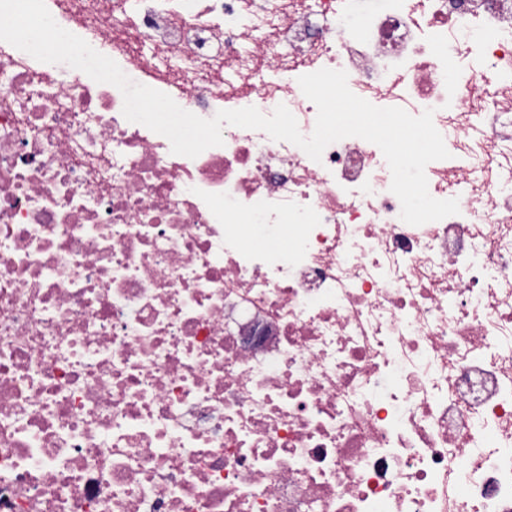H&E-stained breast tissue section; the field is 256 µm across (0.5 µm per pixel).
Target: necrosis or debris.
<instances>
[{
  "label": "necrosis or debris",
  "mask_w": 512,
  "mask_h": 512,
  "mask_svg": "<svg viewBox=\"0 0 512 512\" xmlns=\"http://www.w3.org/2000/svg\"><path fill=\"white\" fill-rule=\"evenodd\" d=\"M202 118L432 110L458 214L380 148L196 158L0 41V512H512V0H45Z\"/></svg>",
  "instance_id": "1"
}]
</instances>
